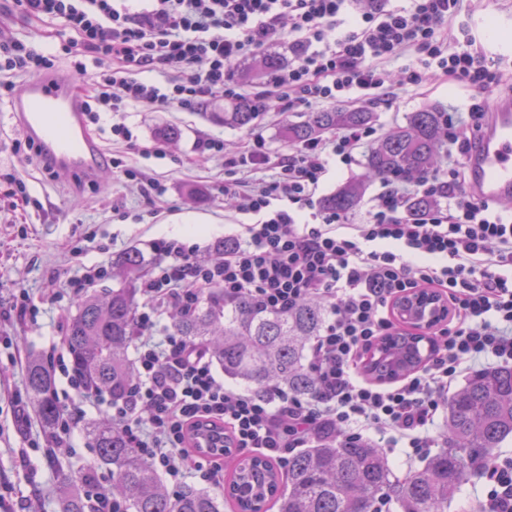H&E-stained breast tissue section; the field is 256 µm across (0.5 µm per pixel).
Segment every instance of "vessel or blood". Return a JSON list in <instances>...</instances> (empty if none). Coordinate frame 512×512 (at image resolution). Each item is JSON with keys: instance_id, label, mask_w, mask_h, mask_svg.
I'll return each mask as SVG.
<instances>
[{"instance_id": "obj_1", "label": "vessel or blood", "mask_w": 512, "mask_h": 512, "mask_svg": "<svg viewBox=\"0 0 512 512\" xmlns=\"http://www.w3.org/2000/svg\"><path fill=\"white\" fill-rule=\"evenodd\" d=\"M9 109L42 167L59 176L97 184L108 166L98 137L87 126L76 80L49 70L28 79ZM478 148L465 164L469 190L496 203L512 202V96L496 98L491 120L478 135Z\"/></svg>"}]
</instances>
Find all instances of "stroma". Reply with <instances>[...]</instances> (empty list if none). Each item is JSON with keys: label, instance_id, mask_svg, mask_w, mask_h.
<instances>
[{"label": "stroma", "instance_id": "stroma-1", "mask_svg": "<svg viewBox=\"0 0 512 512\" xmlns=\"http://www.w3.org/2000/svg\"><path fill=\"white\" fill-rule=\"evenodd\" d=\"M463 17L478 40H485L491 30L497 40L512 41V0H466ZM430 105L461 109L465 100L445 84L402 92L390 102L373 105L378 135L404 123L408 113ZM230 109V104L220 101L199 112H146L131 106L123 112L102 113L92 131L109 157L149 171L165 185V194L148 202L131 183L112 174L102 188L90 190L43 169L32 147L12 128L7 102L0 99V309L22 303L27 296L34 300L26 321L0 322V478L13 485L16 512H59L56 484L62 474L92 468L99 479L108 482L112 476L84 434L89 424L107 415L102 403L84 404L77 424L81 436L70 453L56 458L35 452L36 473L30 479L24 476L15 452L26 438H42L44 431L31 404H24L22 419L14 417L11 396L24 391L25 368L11 364L9 355L17 348L25 359L45 356L56 337L66 335L80 300L66 287L85 267L108 271L130 249L149 253L150 241L161 237L181 238L204 261L226 235L249 223V216L224 202L223 158L200 155L195 143L213 137L230 152L253 129L281 151L285 144L278 131L284 115L259 116L246 129L225 124L224 114ZM115 123L132 130L137 148L112 136ZM160 126L176 128L179 136L165 142L162 158H144L141 150L156 143ZM21 184L29 196L24 207L15 203ZM117 201L123 202V213L113 211Z\"/></svg>", "mask_w": 512, "mask_h": 512}]
</instances>
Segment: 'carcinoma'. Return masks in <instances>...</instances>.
<instances>
[{"label":"carcinoma","instance_id":"carcinoma-1","mask_svg":"<svg viewBox=\"0 0 512 512\" xmlns=\"http://www.w3.org/2000/svg\"><path fill=\"white\" fill-rule=\"evenodd\" d=\"M256 113L245 105L224 113V121L240 127ZM366 109L298 112L280 130L289 145L320 134L370 125ZM444 143L442 112L425 108L411 112L405 123L382 136L365 155L364 173L353 177L322 200L323 208L346 213L361 201L370 179L415 181L439 161ZM144 262L139 252L126 253L113 277L119 287L105 295L80 299L67 332L71 368L88 393L107 392L123 400L134 379L128 351L138 303L136 281ZM324 306L306 299L284 314L263 312L247 300L228 301L224 291L204 297L193 312L175 314L180 335L205 346L224 376L239 379L260 394L283 390L300 396L315 391L307 369V345L321 331ZM420 336L404 333L384 339L370 355L367 374L385 381L392 368L422 367L431 350L418 349ZM26 389L46 431L56 429L64 410L54 396V376L43 359L26 364ZM443 447L423 467L399 477L388 467L381 449L370 442L346 438L320 439L291 455L286 469L261 456L235 459L224 489L186 487L173 495L154 466L128 441L123 427L110 418L87 427L98 458L112 471L104 492L120 499L125 512H224L229 496L236 512H371L383 493L398 512H448V502L480 470L488 457L512 437V367L496 366L470 374L448 397ZM91 472L61 479V512H89L86 488Z\"/></svg>","mask_w":512,"mask_h":512}]
</instances>
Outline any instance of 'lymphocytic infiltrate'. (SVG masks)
Returning <instances> with one entry per match:
<instances>
[{"label": "lymphocytic infiltrate", "instance_id": "obj_1", "mask_svg": "<svg viewBox=\"0 0 512 512\" xmlns=\"http://www.w3.org/2000/svg\"><path fill=\"white\" fill-rule=\"evenodd\" d=\"M352 2L146 0L135 11L129 0H13L24 17L58 23L60 53L0 31V71L31 76L67 59L83 81L92 123L131 105L196 112L218 98L261 114L372 104L436 80L468 95L466 109L444 116L442 163L412 183L382 182L359 223L318 208L315 193L331 162L354 163L373 128L339 130L285 153L256 131L234 153L216 139L197 143L199 152L223 153L224 198L255 220L204 264L177 240L151 242L132 336L136 378L126 400L110 406L132 447L173 483L193 474L223 487V460L203 459L187 444L204 422L222 425L235 448L283 465L331 429L356 439L374 433L388 453L400 448L406 460L426 459L439 445L430 428L454 384L493 364L512 365V215L464 187L472 135L493 95L504 93L512 61L477 44L461 20L463 0H375L368 9ZM280 41L292 49L288 66L245 89L237 64ZM398 59L402 67L391 69ZM413 195L429 207L411 211ZM217 288L270 313L321 301L328 319L310 345L311 395L227 386L205 347L163 324ZM419 288L435 290L449 307L429 361L387 386L368 380L365 355L397 331L391 303ZM480 480L481 512H512V457L492 454Z\"/></svg>", "mask_w": 512, "mask_h": 512}]
</instances>
